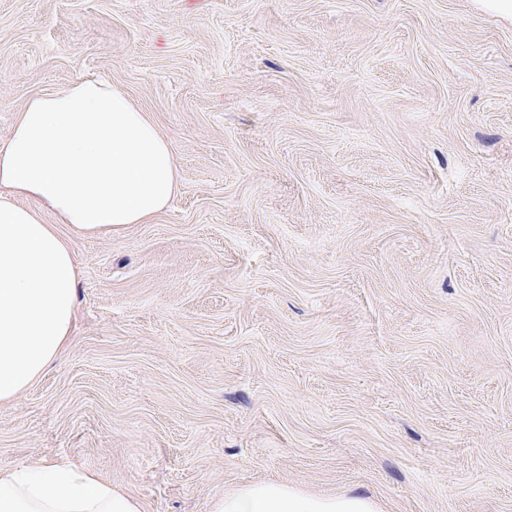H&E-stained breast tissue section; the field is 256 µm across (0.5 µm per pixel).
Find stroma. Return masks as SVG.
<instances>
[{
    "label": "stroma",
    "mask_w": 512,
    "mask_h": 512,
    "mask_svg": "<svg viewBox=\"0 0 512 512\" xmlns=\"http://www.w3.org/2000/svg\"><path fill=\"white\" fill-rule=\"evenodd\" d=\"M111 82L170 140L147 224L69 235L75 329L0 468L144 512L275 480L512 512V19L477 0H0V142Z\"/></svg>",
    "instance_id": "35a3bbf8"
}]
</instances>
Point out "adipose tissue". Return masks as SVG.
Instances as JSON below:
<instances>
[{
  "mask_svg": "<svg viewBox=\"0 0 512 512\" xmlns=\"http://www.w3.org/2000/svg\"><path fill=\"white\" fill-rule=\"evenodd\" d=\"M180 187L170 141L111 83L80 79L30 98L0 144V404L64 351L77 317L67 233L147 224ZM54 223H46L45 213ZM0 512H143L141 502L64 463L0 469ZM209 512H378L362 495L277 482L214 495Z\"/></svg>",
  "mask_w": 512,
  "mask_h": 512,
  "instance_id": "adipose-tissue-1",
  "label": "adipose tissue"
}]
</instances>
